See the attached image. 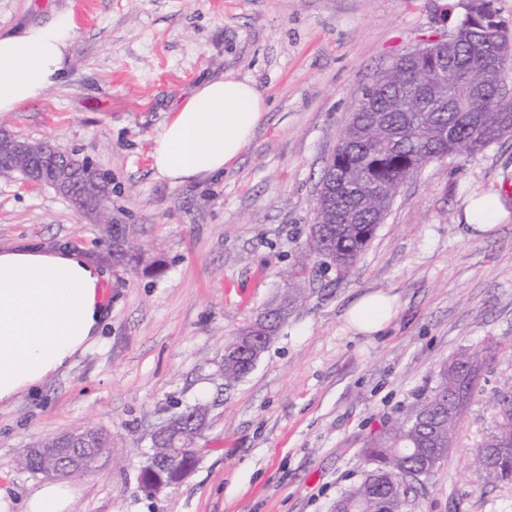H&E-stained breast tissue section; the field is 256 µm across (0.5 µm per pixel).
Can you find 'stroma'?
<instances>
[{
  "instance_id": "35a3bbf8",
  "label": "stroma",
  "mask_w": 512,
  "mask_h": 512,
  "mask_svg": "<svg viewBox=\"0 0 512 512\" xmlns=\"http://www.w3.org/2000/svg\"><path fill=\"white\" fill-rule=\"evenodd\" d=\"M71 13L62 81L0 116L112 178V221L156 271L106 264L100 338L36 391L0 405V498L23 512L45 479L15 451L84 424L112 433V464L68 478L70 512H331L362 477V450L407 418L442 365L483 357L456 448L406 512H512V482L482 484L472 453L512 385V216L486 233L468 199L512 188V135L428 163L407 180L354 267L314 269L305 297L244 379L222 388L227 336L284 293L313 222L320 173L364 88L398 55L444 38L462 0H0V32ZM232 74L263 94V124L207 183L175 184L150 153L171 109ZM33 242L106 255L98 225L47 186L0 180V248ZM394 298L372 335L360 297ZM213 400L182 483L150 494L151 434ZM391 299L370 294L354 303L347 312L349 324L359 333L374 334L382 330L393 317Z\"/></svg>"
}]
</instances>
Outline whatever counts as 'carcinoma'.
<instances>
[{"instance_id":"1","label":"carcinoma","mask_w":512,"mask_h":512,"mask_svg":"<svg viewBox=\"0 0 512 512\" xmlns=\"http://www.w3.org/2000/svg\"><path fill=\"white\" fill-rule=\"evenodd\" d=\"M493 56V70L482 92L474 95L468 82L479 69L482 56L475 48ZM430 52L448 55V65L458 74L453 88L441 85L435 75L415 70L411 57L402 54L382 71L368 89V104L354 107L340 135L336 151L353 156L357 164L342 173L344 185L337 186L336 205L314 206V224L303 246V259L288 273L289 288L268 310L275 314L270 334L262 337L267 348L288 316L290 308L303 298L302 279L309 263L328 255L327 267L344 275L356 263L372 239L376 221L388 215L402 185L439 153L437 132L448 130L454 136L456 154L475 155L502 136V112H458L459 101L473 100L492 108L503 72L512 66V28L504 20L483 32L462 18L454 32L438 42L425 44ZM87 176H98L93 184L95 198L106 215L108 235L127 234L123 224H112V178L89 169ZM112 261L138 273L133 247L108 253ZM249 327L237 329L225 344L238 350L234 359L224 361L221 377L230 386L248 374L249 351L254 336ZM481 361L476 354L461 353L442 367L431 394L406 420L386 427L371 436L365 445L363 478L341 495L333 512H405L412 498L426 489L437 468L448 457L458 439L460 420L477 386ZM498 416L493 431L474 454L484 459L475 466L488 483L512 481V387L494 397ZM36 448H110L112 434L102 430L88 432L83 427L33 442Z\"/></svg>"}]
</instances>
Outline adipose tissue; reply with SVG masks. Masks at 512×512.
Wrapping results in <instances>:
<instances>
[{
    "instance_id": "obj_1",
    "label": "adipose tissue",
    "mask_w": 512,
    "mask_h": 512,
    "mask_svg": "<svg viewBox=\"0 0 512 512\" xmlns=\"http://www.w3.org/2000/svg\"><path fill=\"white\" fill-rule=\"evenodd\" d=\"M76 35L71 14L0 36V115L42 98L64 75ZM263 95L231 76L198 84L171 112L151 152L174 183L205 181L237 160L263 123ZM101 265L69 248L0 249V404L34 391L95 342L106 314ZM390 298L370 294L347 312L363 334L382 330Z\"/></svg>"
}]
</instances>
